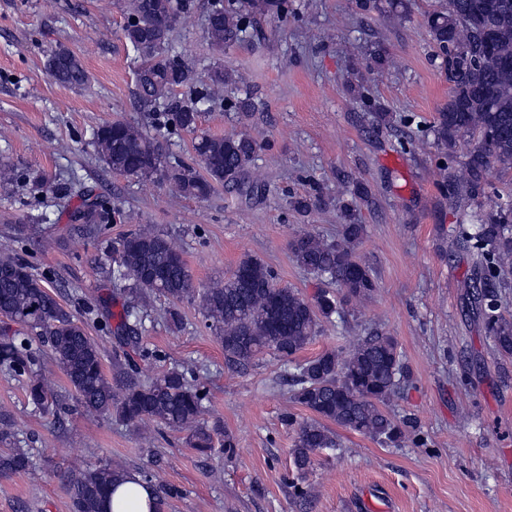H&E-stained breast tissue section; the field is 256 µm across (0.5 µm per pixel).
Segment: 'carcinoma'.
Instances as JSON below:
<instances>
[{
  "instance_id": "cac0c4a2",
  "label": "carcinoma",
  "mask_w": 512,
  "mask_h": 512,
  "mask_svg": "<svg viewBox=\"0 0 512 512\" xmlns=\"http://www.w3.org/2000/svg\"><path fill=\"white\" fill-rule=\"evenodd\" d=\"M191 0H128L123 36L135 53L137 102L151 113L156 136L140 127L116 120L93 132L102 163L111 171L130 177L157 176L171 191L188 199L204 200L219 184L233 183L245 196L262 192L257 181L245 179L260 146L247 136L201 134L193 142L201 169L167 159L162 141L198 128L201 112L214 104L230 112H252L257 103L250 93L227 96L224 89L243 78L221 64L207 75L194 68L171 43V33ZM294 14L292 0H212L207 13L206 36L217 51L246 41L260 40L288 23ZM436 58L446 74L450 91L446 102L426 131L437 143L453 148L468 135L474 146L457 167L448 171V194L479 201L490 184L487 173L512 170V0H442L425 15ZM495 35V56L485 55V35ZM47 71L55 81L81 87L89 76L81 60L61 46L49 57ZM198 85L188 102L173 100L175 92ZM359 86L355 100L374 113L385 126L394 123L393 113L365 94ZM325 204L319 188L289 201L291 210L307 217ZM112 212L99 197L81 194L72 221L79 232L96 239L112 222ZM365 231L362 224H345L341 237L328 241L301 230L289 241L296 263L305 272L336 284V291L320 288L310 298L292 288L279 287L271 271L258 259L243 257L222 281L203 289V315L224 347V362L244 368L259 355L270 352L286 361L310 344L322 323L343 318L344 307L368 302L378 290L371 266L362 261L354 245ZM457 244L475 257L470 306L482 317L494 346L512 354V318L500 312L501 289L512 277V203L477 214V223L456 226ZM115 257L97 266L112 279L113 292L125 298L118 312L108 318L113 327L112 374L104 369L99 343L87 332L86 323L75 317L54 295L27 262L14 255H0V366L28 376L26 395L49 414L61 410L51 379L53 369L66 377L77 404L91 416L117 415L136 429L154 422L173 431L186 432L185 444L202 455L212 452L215 440L235 447L234 438L221 421H201L208 401L204 381L188 379L177 369L143 379L139 362L159 359L142 336V305L153 295L165 297L173 324L180 321L177 304L195 296L197 288L182 252L167 234L139 227L121 236L114 245ZM18 328L13 330L11 325ZM46 348L53 368L41 364L33 343ZM408 378L394 337L370 332L353 342L348 351L325 350L295 366L290 377V398L312 417L298 424L292 455L297 474L312 465L323 449L340 447L331 428L353 431L395 447L406 439L408 422L392 417L386 407ZM24 448L0 451V475L28 470ZM122 475L106 467L84 463L70 469L64 480L71 512H104ZM155 491V512H165L168 499L179 490L160 483L157 472H143Z\"/></svg>"
}]
</instances>
